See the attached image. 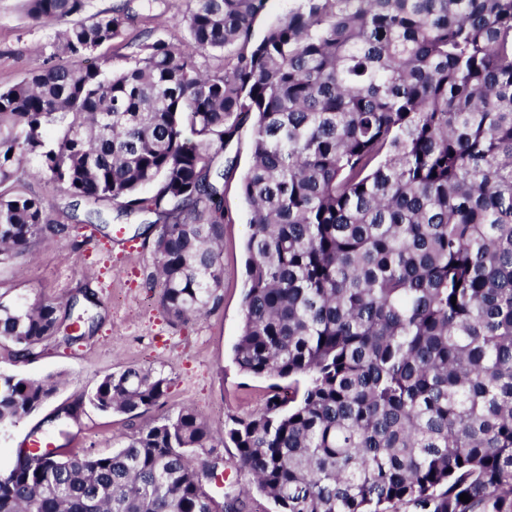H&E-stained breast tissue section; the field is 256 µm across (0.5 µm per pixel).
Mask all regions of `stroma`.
Segmentation results:
<instances>
[{"label": "stroma", "instance_id": "35a3bbf8", "mask_svg": "<svg viewBox=\"0 0 512 512\" xmlns=\"http://www.w3.org/2000/svg\"><path fill=\"white\" fill-rule=\"evenodd\" d=\"M192 0H89L88 14L120 10L125 35L100 49L94 63L105 72L124 68L146 36L183 44L185 17ZM61 21L48 23L26 16L22 0H0V88L12 86L44 60L68 63L58 49ZM252 126L244 124L223 151L235 160L234 175L224 186L223 276L220 302L202 318L181 325L162 310V286L151 281L155 231H137L133 220L117 219L109 202L99 208L106 222L97 228L85 221L86 201L48 184L36 161L12 191L42 199L53 224L70 228L67 237L46 235L34 240L31 258L0 265V295L27 302L51 300L68 304L79 292L93 300L92 332L72 345L49 341L22 360L13 344L0 342V372L25 377H53L56 393L35 413L13 427L0 428V472L9 471L27 435L51 426L64 415L67 437L62 452L107 454L141 428L177 414L185 406L198 410L215 434L234 418L261 410L270 379L244 375L235 366L232 348L243 326L244 244L247 211L239 191L240 176L250 165ZM130 365L164 371L173 383L164 403L135 416L103 413L83 402L105 376Z\"/></svg>", "mask_w": 512, "mask_h": 512}]
</instances>
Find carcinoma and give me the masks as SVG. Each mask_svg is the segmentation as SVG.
Wrapping results in <instances>:
<instances>
[{
  "label": "carcinoma",
  "instance_id": "1",
  "mask_svg": "<svg viewBox=\"0 0 512 512\" xmlns=\"http://www.w3.org/2000/svg\"><path fill=\"white\" fill-rule=\"evenodd\" d=\"M193 2L185 47L144 41L109 73L46 60L0 89V186L35 160L72 197L144 217L161 307L187 322L220 301L236 164L216 159L252 121L233 361L277 383L224 430L238 469L276 512H512V0H295L258 39L267 0ZM24 6L69 20L73 58L124 36L120 12L82 18L88 0ZM206 54L221 64L201 70ZM66 231L0 191V263ZM65 321L0 297L22 357L94 318ZM171 384L128 366L88 401L134 416ZM56 390L0 373V427ZM213 448L192 408L107 455L20 448L0 512H243L244 491L207 490Z\"/></svg>",
  "mask_w": 512,
  "mask_h": 512
}]
</instances>
